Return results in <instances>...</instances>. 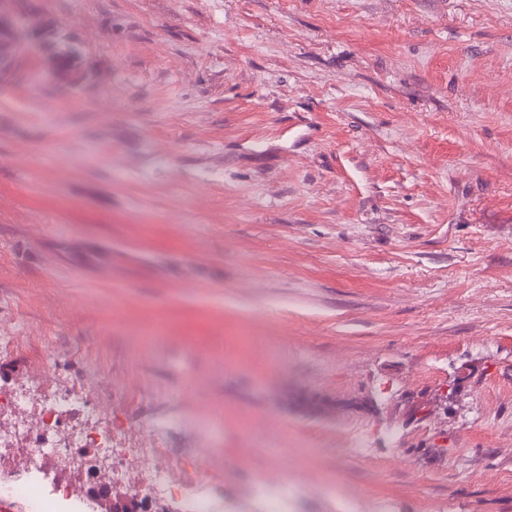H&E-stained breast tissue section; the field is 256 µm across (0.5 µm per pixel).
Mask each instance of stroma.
I'll return each instance as SVG.
<instances>
[{
  "label": "stroma",
  "mask_w": 512,
  "mask_h": 512,
  "mask_svg": "<svg viewBox=\"0 0 512 512\" xmlns=\"http://www.w3.org/2000/svg\"><path fill=\"white\" fill-rule=\"evenodd\" d=\"M0 15L30 32L0 82L1 380L53 349L166 447L220 443L230 500L273 475L294 512H512V0Z\"/></svg>",
  "instance_id": "35a3bbf8"
}]
</instances>
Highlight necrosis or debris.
I'll return each mask as SVG.
<instances>
[{"mask_svg":"<svg viewBox=\"0 0 512 512\" xmlns=\"http://www.w3.org/2000/svg\"><path fill=\"white\" fill-rule=\"evenodd\" d=\"M55 363L48 354L39 380L0 382L1 497H23L30 512H72L76 480L90 496L121 489L144 512H231L215 446L163 447L164 426L143 427L58 390ZM247 496L255 512H289L292 493L284 482L259 478Z\"/></svg>","mask_w":512,"mask_h":512,"instance_id":"obj_1","label":"necrosis or debris"}]
</instances>
